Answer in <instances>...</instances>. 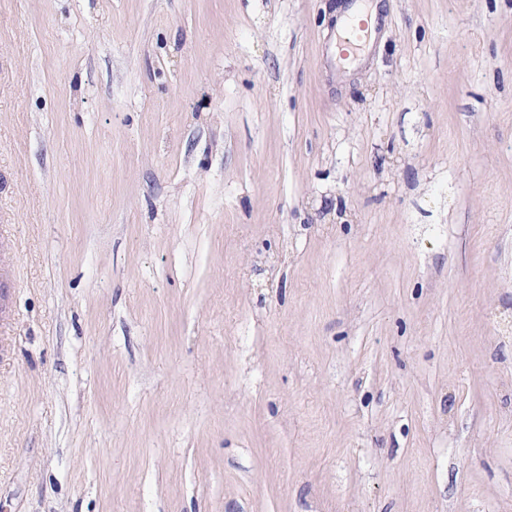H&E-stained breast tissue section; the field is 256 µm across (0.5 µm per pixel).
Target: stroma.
<instances>
[{
  "mask_svg": "<svg viewBox=\"0 0 512 512\" xmlns=\"http://www.w3.org/2000/svg\"><path fill=\"white\" fill-rule=\"evenodd\" d=\"M0 0V512H512V0ZM367 29L364 23L357 25L351 24L346 28L339 39L338 47L341 49V55L348 57L350 54H355L367 35Z\"/></svg>",
  "mask_w": 512,
  "mask_h": 512,
  "instance_id": "obj_1",
  "label": "stroma"
}]
</instances>
